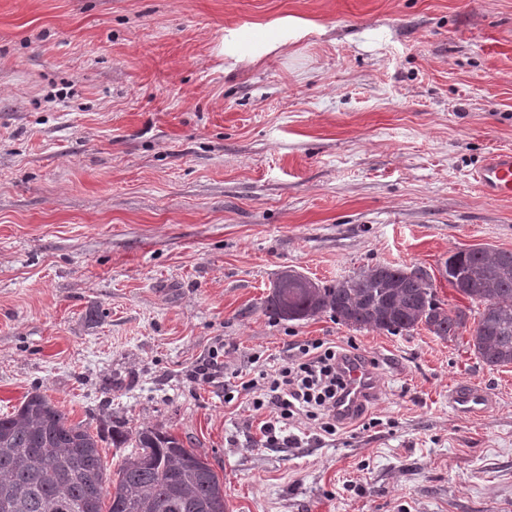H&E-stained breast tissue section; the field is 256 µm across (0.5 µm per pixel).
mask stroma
Here are the masks:
<instances>
[{
    "label": "stroma",
    "instance_id": "stroma-1",
    "mask_svg": "<svg viewBox=\"0 0 512 512\" xmlns=\"http://www.w3.org/2000/svg\"><path fill=\"white\" fill-rule=\"evenodd\" d=\"M292 15L283 56L225 71V28ZM512 0H0V415L32 392L101 437L154 427L205 456L227 512H512V365L442 339L283 321V269L329 285L512 251ZM354 349L376 385L335 439L261 443L253 393L287 347ZM230 346L210 379L211 354ZM482 387L479 417L448 406ZM475 178L489 198L512 199V152L501 151L486 159L475 172ZM448 403L456 413L477 415L490 405V398L481 389L461 384L448 392Z\"/></svg>",
    "mask_w": 512,
    "mask_h": 512
}]
</instances>
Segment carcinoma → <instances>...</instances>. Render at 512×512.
Segmentation results:
<instances>
[{
    "mask_svg": "<svg viewBox=\"0 0 512 512\" xmlns=\"http://www.w3.org/2000/svg\"><path fill=\"white\" fill-rule=\"evenodd\" d=\"M448 283L483 306L472 341L490 367L512 364V254L459 250L444 262ZM284 321L331 314L355 330L391 335L424 325L441 339L467 328L469 314L448 309L437 298L429 273L377 264L332 285L300 272H279L264 301ZM100 437L47 396L28 394L13 412L0 416V512H226L224 485L207 459L157 428L114 435L112 444L132 445L116 480L107 478ZM115 482L113 487L106 484Z\"/></svg>",
    "mask_w": 512,
    "mask_h": 512,
    "instance_id": "carcinoma-1",
    "label": "carcinoma"
}]
</instances>
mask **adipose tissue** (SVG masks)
<instances>
[{
	"mask_svg": "<svg viewBox=\"0 0 512 512\" xmlns=\"http://www.w3.org/2000/svg\"><path fill=\"white\" fill-rule=\"evenodd\" d=\"M307 20L286 16L267 24L228 27L224 30V68L232 70L245 61L258 62L279 53L308 34Z\"/></svg>",
	"mask_w": 512,
	"mask_h": 512,
	"instance_id": "adipose-tissue-1",
	"label": "adipose tissue"
}]
</instances>
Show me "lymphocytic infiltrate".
I'll return each mask as SVG.
<instances>
[{"instance_id":"f902f5d3","label":"lymphocytic infiltrate","mask_w":512,"mask_h":512,"mask_svg":"<svg viewBox=\"0 0 512 512\" xmlns=\"http://www.w3.org/2000/svg\"><path fill=\"white\" fill-rule=\"evenodd\" d=\"M356 358L346 350L311 340L299 344L276 373L260 372L242 382L254 391L255 410L271 409L273 416L262 426L268 441H275L278 427H290L299 418L313 421L322 435H335L349 414L342 404L346 371Z\"/></svg>"}]
</instances>
